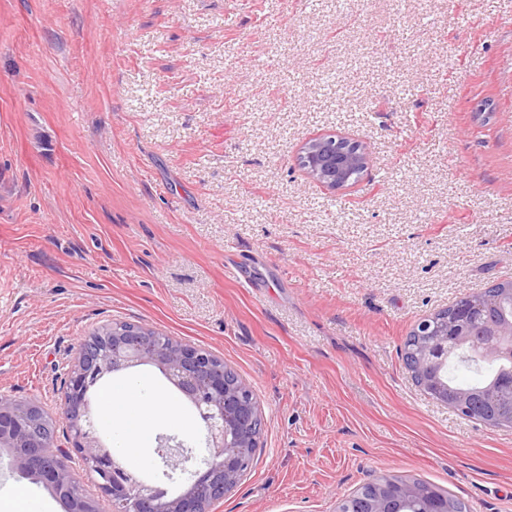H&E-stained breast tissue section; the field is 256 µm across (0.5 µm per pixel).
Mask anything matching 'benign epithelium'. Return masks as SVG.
Listing matches in <instances>:
<instances>
[{
  "label": "benign epithelium",
  "mask_w": 512,
  "mask_h": 512,
  "mask_svg": "<svg viewBox=\"0 0 512 512\" xmlns=\"http://www.w3.org/2000/svg\"><path fill=\"white\" fill-rule=\"evenodd\" d=\"M299 161L309 177L335 192L356 184L370 168L371 155L357 142L322 135L305 142ZM480 309V295L475 294L471 308L458 318L438 321L434 313L421 319L412 330L414 338L403 349L416 385L430 399L450 402L460 413L469 412L473 395L448 394L441 374L448 369L452 353L470 346L471 333L464 322L478 317ZM472 356L511 362L512 320L491 325L488 343L481 350L473 348ZM142 366L156 368L203 423V453L196 454L173 438L165 439L157 449L163 474L169 482L180 484L174 494L130 471L124 455L97 432L93 392L105 378ZM63 419L71 433V452L46 439L47 417L40 406L0 395V460L6 459L9 472L50 489L66 512H98L96 502L86 496L71 470L73 452L118 512H208L207 503L224 498L241 480L251 449L260 445L263 416L248 386L211 352L169 336H151L138 325L114 323L82 344L65 382ZM401 504L413 506L415 512H453L448 498L437 505L418 482L387 476L375 479L373 493L361 498L360 504L340 505L337 512H399Z\"/></svg>",
  "instance_id": "7a95c632"
}]
</instances>
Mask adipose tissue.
<instances>
[{"label":"adipose tissue","mask_w":512,"mask_h":512,"mask_svg":"<svg viewBox=\"0 0 512 512\" xmlns=\"http://www.w3.org/2000/svg\"><path fill=\"white\" fill-rule=\"evenodd\" d=\"M101 406L104 415L120 420L125 432L124 451L137 453L152 427L160 421L178 419L179 401L167 394H159L147 407H134L129 388L125 385H110L101 393Z\"/></svg>","instance_id":"obj_1"}]
</instances>
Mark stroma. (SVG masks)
I'll use <instances>...</instances> for the list:
<instances>
[{
  "mask_svg": "<svg viewBox=\"0 0 512 512\" xmlns=\"http://www.w3.org/2000/svg\"><path fill=\"white\" fill-rule=\"evenodd\" d=\"M328 134L372 165L328 191ZM258 259L262 281L233 274ZM512 283V0H0V395L62 390L92 332L212 352L264 427L209 512H336L376 476L512 512V428L430 400L402 359L426 315ZM197 447L188 404L158 439ZM64 512L42 485L0 479ZM347 140V139H346ZM322 135L305 142L299 161L307 175L330 191L353 187L371 166V155L361 144ZM345 144L339 147L340 143Z\"/></svg>",
  "mask_w": 512,
  "mask_h": 512,
  "instance_id": "obj_1",
  "label": "stroma"
}]
</instances>
